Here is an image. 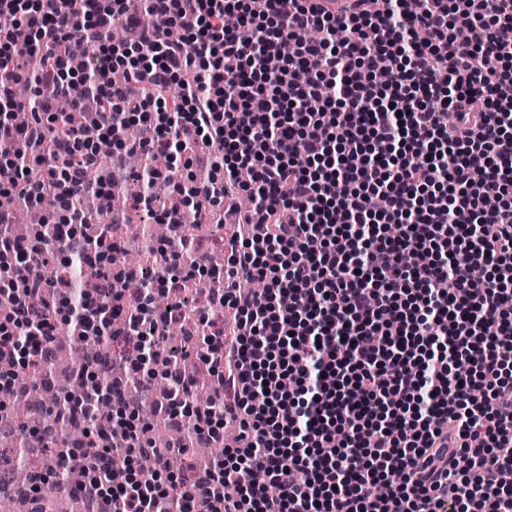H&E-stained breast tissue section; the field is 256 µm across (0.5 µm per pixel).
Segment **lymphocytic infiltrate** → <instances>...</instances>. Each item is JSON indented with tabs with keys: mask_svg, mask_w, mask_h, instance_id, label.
<instances>
[{
	"mask_svg": "<svg viewBox=\"0 0 512 512\" xmlns=\"http://www.w3.org/2000/svg\"><path fill=\"white\" fill-rule=\"evenodd\" d=\"M511 82L512 0H349L340 16L317 0H0L1 198L43 209L112 283L138 273L108 237L88 242L74 204L110 198L127 156L172 162L144 171L134 199L166 185L158 220L227 210L247 226L202 272L229 282L213 302L234 310L232 339L184 330L211 366L199 406L151 301L193 277L188 244L163 242L154 280L104 307L0 208V393L49 365L66 323L135 339L131 376L147 395L166 381L159 411L192 420L194 442L240 430L192 481L167 479L182 445L98 413L111 388L93 364L94 383L58 406L91 425L69 454L91 512H512V98L496 93ZM21 83L40 100L22 127ZM77 84L99 120L64 130L54 107ZM242 168L245 211L229 193ZM459 252L487 269L481 290ZM248 279L262 289L244 292Z\"/></svg>",
	"mask_w": 512,
	"mask_h": 512,
	"instance_id": "1",
	"label": "lymphocytic infiltrate"
}]
</instances>
